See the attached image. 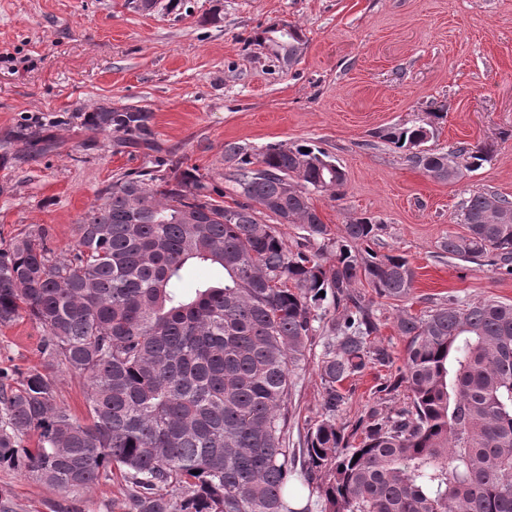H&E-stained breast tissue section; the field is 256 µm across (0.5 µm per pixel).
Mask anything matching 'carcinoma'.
<instances>
[{"mask_svg":"<svg viewBox=\"0 0 512 512\" xmlns=\"http://www.w3.org/2000/svg\"><path fill=\"white\" fill-rule=\"evenodd\" d=\"M258 42L280 62L300 58L298 28L273 24ZM431 123L393 124L379 137L434 180L462 177L450 157L480 168L490 146L427 147ZM151 113L100 107L85 123L150 147ZM47 152L54 144L26 129ZM236 196L224 206L202 179L148 168L112 181L75 225V248L58 259L45 233L0 249V327L27 317L45 332L48 366L87 381L80 421L60 403L54 376L31 370L6 384L0 372V470L60 491H92L118 474L127 512H294L296 468L319 512H512V303L434 304L396 318L404 341L410 403L366 426L351 445L336 426L342 383L391 353L371 346L372 306L356 290L410 298L408 260L373 248L380 224L352 217L335 238L312 201L339 198L346 175L311 143L268 145L253 157L224 146ZM466 233L442 252L512 275V199L472 192L460 202ZM293 224L292 246L278 230ZM217 277L183 291L188 267ZM342 309V317L331 310ZM327 337L318 365L321 419L304 448L288 447L295 369L315 336Z\"/></svg>","mask_w":512,"mask_h":512,"instance_id":"carcinoma-1","label":"carcinoma"}]
</instances>
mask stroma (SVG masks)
<instances>
[{"label": "stroma", "instance_id": "stroma-1", "mask_svg": "<svg viewBox=\"0 0 512 512\" xmlns=\"http://www.w3.org/2000/svg\"><path fill=\"white\" fill-rule=\"evenodd\" d=\"M155 12L131 0H0V248L47 229L69 256L74 226L116 175L156 160L178 163L223 192L224 146L256 152L269 144H315L346 174L340 199L315 195L324 223L341 234L348 217L379 220L377 249L405 256L417 278L404 303L359 292L372 305L393 366L368 364L341 386L336 423L346 433L396 415L405 388L386 391L402 367L400 310L450 298L512 302V276L449 258L439 247L462 231L458 205L471 190L512 197V0H181ZM281 22L301 30L298 63L278 62L256 40ZM153 114L151 149L118 148L85 125L97 107ZM448 118L432 148L493 145L481 168L439 182L378 138L380 129ZM43 126L55 140L38 154L14 139ZM44 333L30 320L0 328V370L43 369ZM327 339L315 337L296 372L288 445L301 447L322 413L317 365ZM117 483L93 493L60 492L0 470V512H122Z\"/></svg>", "mask_w": 512, "mask_h": 512}]
</instances>
